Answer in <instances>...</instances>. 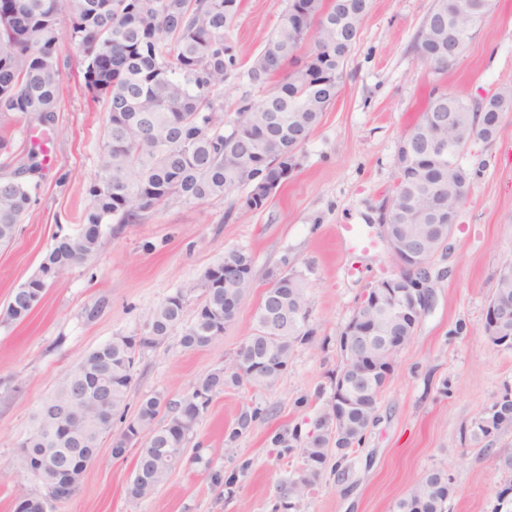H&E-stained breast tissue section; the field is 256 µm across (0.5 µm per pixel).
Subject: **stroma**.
I'll list each match as a JSON object with an SVG mask.
<instances>
[{
  "mask_svg": "<svg viewBox=\"0 0 512 512\" xmlns=\"http://www.w3.org/2000/svg\"><path fill=\"white\" fill-rule=\"evenodd\" d=\"M287 0H240L228 32L243 62L260 52ZM434 0H370L345 60V84L298 153V165L264 209L232 210L227 198L170 201L135 224L106 226L86 264L50 283L23 319L0 321V512H14L42 485L17 463L19 443L60 375L118 334H145L146 313L196 281L225 254L253 257V284L219 341L187 350L178 336L137 354L128 411L159 393L169 401L224 366L251 332L267 288L284 273L309 285L310 342L297 345L273 389L244 384L213 398L182 462L149 498L129 496L138 445L122 456L103 451L85 469L74 495L50 512H274L279 486L298 464L295 452L317 433L341 362L338 340L369 288L398 275L380 217L395 182L402 136L418 121L433 90L480 101L512 89V0H491L479 33L447 70L436 72L415 48ZM62 83L53 126L25 115L0 125L8 142L0 179L37 183V195L13 243L0 248V314L38 271L57 239L75 235L89 203L107 114L84 88V63L69 37L59 49ZM272 84L230 80L213 95L225 120L243 99L258 101ZM47 133L55 166L31 153ZM463 164L469 196L449 248L431 261L430 305L394 359L376 423L345 459L329 456L297 512H393L426 471L447 468L455 491L448 512H491L502 475L493 459L512 454V432L475 441V419L512 387V350L483 333L500 268L512 257V112L496 136L473 141ZM350 224L374 248L354 249L337 231ZM100 306L86 320L84 311Z\"/></svg>",
  "mask_w": 512,
  "mask_h": 512,
  "instance_id": "1",
  "label": "stroma"
}]
</instances>
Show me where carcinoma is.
<instances>
[{
  "label": "carcinoma",
  "instance_id": "obj_1",
  "mask_svg": "<svg viewBox=\"0 0 512 512\" xmlns=\"http://www.w3.org/2000/svg\"><path fill=\"white\" fill-rule=\"evenodd\" d=\"M308 13L298 17L296 0L278 27L264 40L248 68L227 37L238 14L239 0H0V121L15 113L33 114L52 124L58 112L61 70L58 64L62 24L85 65V88L108 112L97 170L82 216L83 230L56 241L43 258L35 278L12 295L3 320L25 317L33 305L29 294L42 295L47 282L81 265L98 252L103 225L128 224L170 201L204 202L226 197L235 189L251 188L250 178L267 173L283 176L297 166L293 157L336 100L344 82V62L360 27L369 0H306ZM490 0H436L417 37L416 50L437 70L448 66V43L471 41L490 12ZM310 44L304 61L296 59L302 43ZM284 74L276 100L265 99L237 108L229 129L215 115L211 93L229 78L245 77L262 86ZM452 120L439 122L437 113ZM512 112V90L486 103L457 95L439 101L433 95L419 121L406 134L398 151L408 149L411 165L398 186L395 203L381 223L396 224L401 234L417 240L430 261L447 249L448 235L437 237L433 227L448 223L460 189L462 153L466 144L448 155L434 142L458 140L480 125L487 141L497 127L486 113ZM38 184L0 179V245L11 242L18 224L36 196ZM211 270L177 289L145 316L152 338L136 340L118 334L90 352L58 380L44 403L70 404L73 420L61 427L38 414L33 430L19 443L17 462L44 448L68 454L80 437L88 444L91 463L110 441L111 454L123 455L131 442L144 445L131 484V496L146 499L165 483L212 399L227 387L243 383L275 388L287 371L298 343L310 340L308 285L296 274L291 287L269 288L254 313L251 334L232 363L209 372L181 400L170 402L156 393L140 402L127 417L136 354L180 331L187 349L203 348L224 335L252 288V274L218 283ZM198 301L194 318L185 321L191 301ZM336 378L351 372L357 355L344 348ZM106 391L100 403L75 396L80 383ZM168 422L156 424L161 408ZM377 402L357 408L343 419L344 431L318 423L319 433L299 449L301 465L280 486L288 508L308 495L321 475L331 450L344 451L362 443L376 422ZM124 423L112 434L114 420ZM453 487L448 471L433 468L420 477L396 512H448Z\"/></svg>",
  "mask_w": 512,
  "mask_h": 512
}]
</instances>
